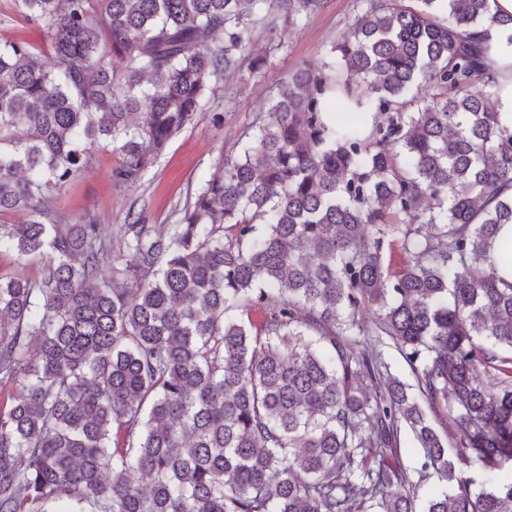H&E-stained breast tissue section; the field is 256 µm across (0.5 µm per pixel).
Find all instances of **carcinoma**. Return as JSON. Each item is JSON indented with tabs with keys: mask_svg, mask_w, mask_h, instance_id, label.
Returning <instances> with one entry per match:
<instances>
[{
	"mask_svg": "<svg viewBox=\"0 0 512 512\" xmlns=\"http://www.w3.org/2000/svg\"><path fill=\"white\" fill-rule=\"evenodd\" d=\"M12 2L50 51L0 44V212L31 216L0 224V253L39 263L0 272V512H417L395 490L415 488L406 429L419 477L445 482L424 512H512V474L456 478L512 469V385L485 380L512 374V282L492 260L512 131L474 39L512 14L356 0L332 58L278 85L179 223L130 213L115 250L49 196L96 149L138 183L212 81L271 65L260 30L325 0ZM370 306L417 394L373 346L348 350ZM423 402L454 422L456 460ZM400 462L407 469L412 481L416 484L415 496L417 508H422L430 496L440 487L437 478L431 477L424 481L418 480L421 453L411 433H404L402 437Z\"/></svg>",
	"mask_w": 512,
	"mask_h": 512,
	"instance_id": "cac0c4a2",
	"label": "carcinoma"
}]
</instances>
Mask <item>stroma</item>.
Masks as SVG:
<instances>
[{
  "mask_svg": "<svg viewBox=\"0 0 512 512\" xmlns=\"http://www.w3.org/2000/svg\"><path fill=\"white\" fill-rule=\"evenodd\" d=\"M354 15L355 0H328L319 13L287 32L284 50L275 52L265 75L219 81L194 123L167 144L138 184H113L118 157L99 152L85 172L54 194L53 208L71 222L93 215L112 235L132 211L148 224L177 223L187 197L225 155L237 152L242 131L268 111L274 84L297 66L326 57L331 44L347 33ZM15 38L44 52L49 49L45 29L25 21L11 0H0V42ZM216 112L223 116L218 124L211 119Z\"/></svg>",
  "mask_w": 512,
  "mask_h": 512,
  "instance_id": "obj_1",
  "label": "stroma"
}]
</instances>
